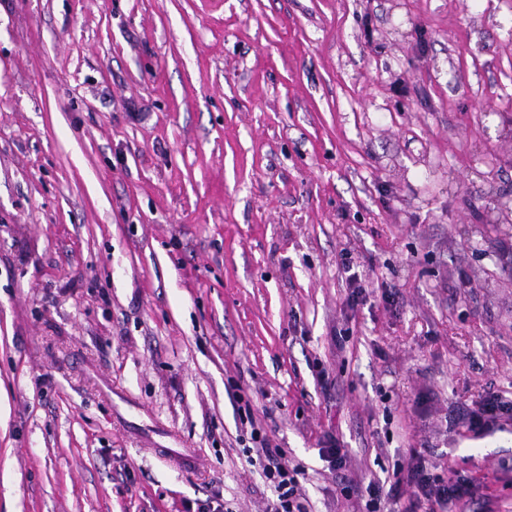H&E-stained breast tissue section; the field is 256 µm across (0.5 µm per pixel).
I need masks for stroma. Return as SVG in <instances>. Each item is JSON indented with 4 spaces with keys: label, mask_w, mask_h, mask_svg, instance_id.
I'll return each mask as SVG.
<instances>
[{
    "label": "stroma",
    "mask_w": 512,
    "mask_h": 512,
    "mask_svg": "<svg viewBox=\"0 0 512 512\" xmlns=\"http://www.w3.org/2000/svg\"><path fill=\"white\" fill-rule=\"evenodd\" d=\"M491 394L512 0H0V512H265L243 399L308 512L412 453L512 512ZM507 417L512 420V401H504L497 395L485 399L477 410H471L464 415L471 430L489 428L499 418ZM338 438L327 437L325 447L322 448V457L331 471L343 470L346 466V454Z\"/></svg>",
    "instance_id": "35a3bbf8"
}]
</instances>
